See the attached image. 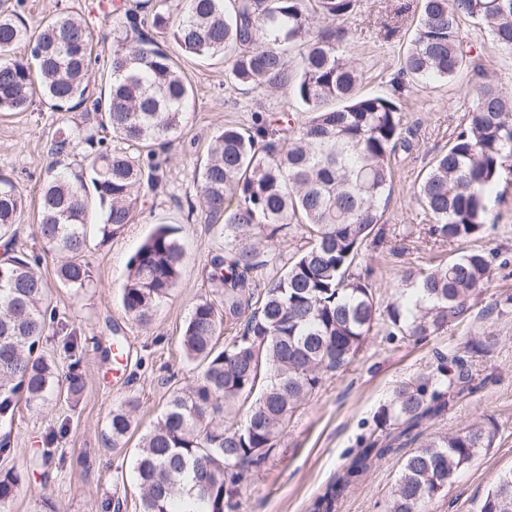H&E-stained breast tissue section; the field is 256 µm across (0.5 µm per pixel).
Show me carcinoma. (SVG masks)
<instances>
[{
	"label": "carcinoma",
	"instance_id": "1",
	"mask_svg": "<svg viewBox=\"0 0 512 512\" xmlns=\"http://www.w3.org/2000/svg\"><path fill=\"white\" fill-rule=\"evenodd\" d=\"M163 2L137 3L113 28L104 89L92 111L118 145L105 146L106 137L86 126L56 130L51 153L63 154L76 139L89 151L71 173L45 180L37 234L46 251L62 255L60 283L86 288L95 278L86 258L90 216H99L100 241H109L133 223L143 187L164 177L165 160L154 147L164 149L182 133L192 86L157 34L186 57L224 60L235 87L284 89L304 109L297 125L286 113L257 115L251 126L226 124L208 141L199 193L207 214L224 224V254L208 271L221 298L192 306L181 350L199 376L171 394L134 455L139 512H178L186 498L197 501L198 512H230L245 473L264 461L323 373L352 362L378 321L392 341L435 336L463 320L489 280V254L463 248L408 276L413 298L382 309L371 272L354 266L389 203L396 156L410 149L403 99L432 82L462 84L468 107L429 163L415 201L431 221L430 235L441 240L468 242L488 223L490 195L512 172V95L474 63L460 25L482 26L512 56V0H421L400 71L381 94L358 90L361 73L340 51L341 23L359 0H182L175 17ZM20 43L27 57H11ZM92 59L93 40L79 18L59 15L31 34L19 14L0 13V112H24L37 94L57 110L84 104ZM26 207L27 196L0 176V240L7 245L0 258V426L22 401L43 405L60 387L74 398L85 386L78 362L61 376L40 346L56 313L37 271L40 258L14 250ZM291 224L305 242L269 278L270 241ZM185 259L175 229L157 225L126 265L125 313L149 324L177 288ZM225 331L233 336L221 347ZM476 390L457 354L396 385L374 414L381 439L359 449L311 512H335L338 497L373 460ZM255 393L243 421H224L227 402ZM137 407L131 398L109 412L111 447L126 445ZM494 434L474 425L415 449L389 512H421ZM43 463L31 459L23 473L1 476L0 505L13 499L22 474ZM480 512H512V472L487 491Z\"/></svg>",
	"mask_w": 512,
	"mask_h": 512
}]
</instances>
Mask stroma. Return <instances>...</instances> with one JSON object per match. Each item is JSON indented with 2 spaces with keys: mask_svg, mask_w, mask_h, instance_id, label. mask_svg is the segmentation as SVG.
I'll return each instance as SVG.
<instances>
[{
  "mask_svg": "<svg viewBox=\"0 0 512 512\" xmlns=\"http://www.w3.org/2000/svg\"><path fill=\"white\" fill-rule=\"evenodd\" d=\"M12 5L18 6L32 32L61 13L81 16L100 61L109 55L118 12L107 9L106 0H0V8ZM420 10V0H360L356 14L344 24L343 49L362 73L363 92L384 91L386 81L400 67ZM461 31L486 73L512 92V57L472 22L463 21ZM165 48L177 57L193 88L187 124L167 152L163 181L142 191L134 223L106 243L91 237L87 258L95 282L90 287L61 286L55 277L58 258L44 252L36 235V202L53 160L54 133L60 126L81 123L80 110H54L37 99L27 111L0 112V174L12 178L29 200L18 223L15 248L41 255L39 271L68 326L67 332L45 336L43 348L63 371L72 356H80L86 382L80 400L55 395L44 405H20L12 425V452L0 456V474L22 470L32 456L46 452L49 477L34 475L22 481L0 512H44L48 500L59 512H136L137 436L157 421L173 390L195 383L198 373L184 360L180 337L193 303L217 296L208 270L211 257L224 249V230L197 205L198 168L208 139L227 123L249 126L257 113L297 111L288 91L239 90L226 80L224 64L182 58L170 42ZM463 103L459 85L439 83L411 94L405 103L404 124L412 132V148L400 156L381 240L356 260L359 270H371L380 303L398 296L403 278L429 259L445 260L458 250L456 244L426 234V219L413 195L431 158L463 120ZM489 212L491 222L473 244L489 252L493 277L471 314L422 341H391L383 328H376L342 373L324 375L321 385L292 414L265 462L249 470L239 488L236 512H309L359 441L373 435L374 413L393 388L433 371L437 354L462 351L471 336L492 346L490 353L468 358L477 392L428 421L422 431L424 437H437L491 421L496 436L491 447L481 449L423 512H479L491 484L512 471V304L505 301L512 294V186L490 198ZM158 224L177 228L186 260L177 288L145 326L125 314L120 287L129 258ZM70 333L78 342L73 354L65 348ZM117 333L130 349L124 366L102 354ZM131 396L139 400L136 435L124 449H107L108 414ZM59 428L63 437L54 445H44L46 434ZM414 449L410 442L400 452L376 460L365 478L339 497L336 512H386L403 460Z\"/></svg>",
  "mask_w": 512,
  "mask_h": 512,
  "instance_id": "stroma-1",
  "label": "stroma"
}]
</instances>
